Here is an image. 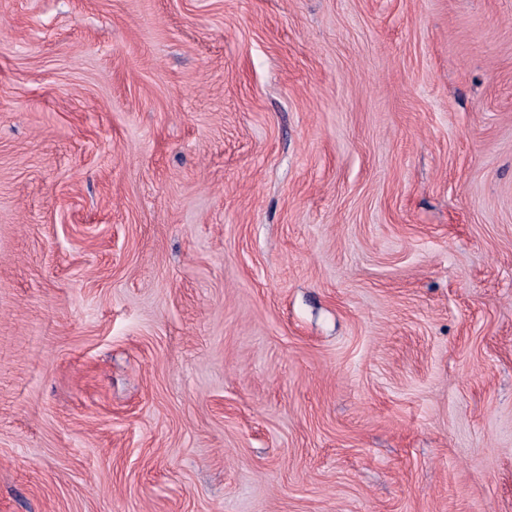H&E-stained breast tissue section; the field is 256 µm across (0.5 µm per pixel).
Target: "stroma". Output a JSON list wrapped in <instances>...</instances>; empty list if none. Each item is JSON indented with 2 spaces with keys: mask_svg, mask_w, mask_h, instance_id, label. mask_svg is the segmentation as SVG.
<instances>
[{
  "mask_svg": "<svg viewBox=\"0 0 512 512\" xmlns=\"http://www.w3.org/2000/svg\"><path fill=\"white\" fill-rule=\"evenodd\" d=\"M0 512H512V0H0Z\"/></svg>",
  "mask_w": 512,
  "mask_h": 512,
  "instance_id": "stroma-1",
  "label": "stroma"
}]
</instances>
